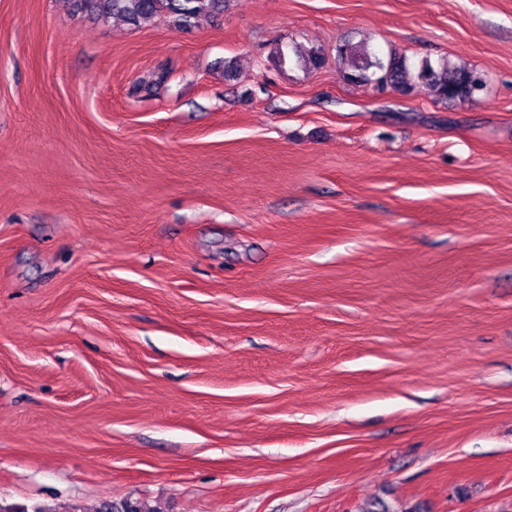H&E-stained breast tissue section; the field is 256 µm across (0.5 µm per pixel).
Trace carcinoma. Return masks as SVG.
<instances>
[{"label": "carcinoma", "mask_w": 512, "mask_h": 512, "mask_svg": "<svg viewBox=\"0 0 512 512\" xmlns=\"http://www.w3.org/2000/svg\"><path fill=\"white\" fill-rule=\"evenodd\" d=\"M77 10L92 19L121 18L136 25L142 20L163 17L181 29L194 26L198 17H216L224 12V0H73ZM338 62L346 67L347 77L354 83L371 85L381 91L408 94L416 85L428 88L448 101H471L485 86L483 74L477 70L446 61L435 68L421 63L415 79L404 60L383 61L365 47L348 46L338 52ZM95 512H162L143 499L126 498L101 503Z\"/></svg>", "instance_id": "cac0c4a2"}]
</instances>
